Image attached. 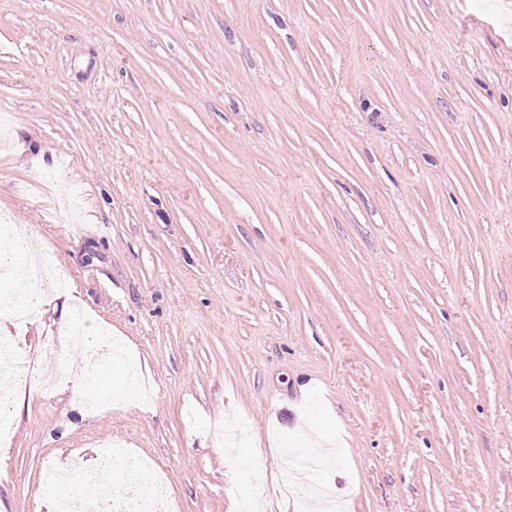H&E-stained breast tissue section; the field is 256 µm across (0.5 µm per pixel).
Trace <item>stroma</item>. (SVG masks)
Instances as JSON below:
<instances>
[{
	"mask_svg": "<svg viewBox=\"0 0 512 512\" xmlns=\"http://www.w3.org/2000/svg\"><path fill=\"white\" fill-rule=\"evenodd\" d=\"M1 113L76 297L0 318V512L116 440L180 512H512V0H0Z\"/></svg>",
	"mask_w": 512,
	"mask_h": 512,
	"instance_id": "obj_1",
	"label": "stroma"
}]
</instances>
